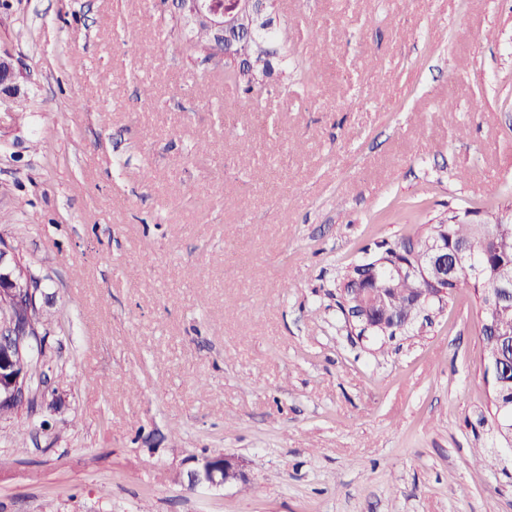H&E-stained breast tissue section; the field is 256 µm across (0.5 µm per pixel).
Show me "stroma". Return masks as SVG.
<instances>
[{"label": "stroma", "mask_w": 512, "mask_h": 512, "mask_svg": "<svg viewBox=\"0 0 512 512\" xmlns=\"http://www.w3.org/2000/svg\"><path fill=\"white\" fill-rule=\"evenodd\" d=\"M274 14L255 97L183 53L175 0H0L28 91L0 116V237L44 313L0 512H512L472 289L380 351L336 308L366 248L512 205V0ZM310 58L346 79L308 86ZM219 453L247 485L190 487Z\"/></svg>", "instance_id": "35a3bbf8"}]
</instances>
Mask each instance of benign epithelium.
I'll use <instances>...</instances> for the list:
<instances>
[{"instance_id": "benign-epithelium-1", "label": "benign epithelium", "mask_w": 512, "mask_h": 512, "mask_svg": "<svg viewBox=\"0 0 512 512\" xmlns=\"http://www.w3.org/2000/svg\"><path fill=\"white\" fill-rule=\"evenodd\" d=\"M183 26L207 27L211 50L222 56L243 35L252 36L261 22L268 17L267 0H242L240 13L244 20L224 21L223 9L211 0H177ZM27 92L19 79L13 57L0 52V112H12L26 98ZM423 251V275L433 284L448 281V276L473 277L478 269L469 263L462 252L448 259V246L439 239L426 242ZM9 297L30 306L37 305V288L33 287L28 268L7 240L0 238V297ZM349 323L363 336L372 335L378 326L369 322L364 314L347 315ZM39 341L36 325L23 323L10 311L0 313V404L23 405L33 398L29 380L12 373L11 364L17 354L28 353ZM194 466L187 470L188 484L192 487H219L243 481L246 475L238 458L233 455H208L193 459Z\"/></svg>"}]
</instances>
